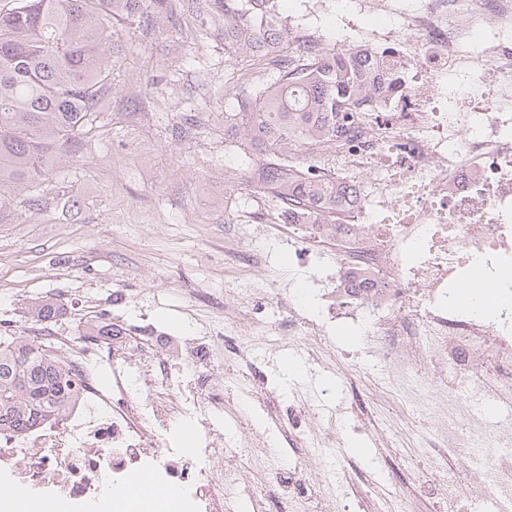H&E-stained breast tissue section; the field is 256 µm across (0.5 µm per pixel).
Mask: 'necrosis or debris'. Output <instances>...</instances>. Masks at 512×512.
Instances as JSON below:
<instances>
[{"label": "necrosis or debris", "mask_w": 512, "mask_h": 512, "mask_svg": "<svg viewBox=\"0 0 512 512\" xmlns=\"http://www.w3.org/2000/svg\"><path fill=\"white\" fill-rule=\"evenodd\" d=\"M351 53L375 62L383 94L336 117V145L304 170L356 194L326 224H304L270 200L252 197L267 235L314 268L306 291L283 289L268 252L241 224L224 226V262L244 265L257 289H238L236 308L201 336L149 319H118L111 343L45 342L65 348L77 390L61 416L24 434L0 432V478L39 492L50 512H132L135 482L149 476L153 512H167L175 491L181 512H324L306 477L322 447V418L307 404L273 415L304 456L287 479L258 464L225 433L219 392L200 380L225 348L238 384L252 378L248 345L258 336L302 337L309 357L330 355L325 336L340 320L367 322L379 373L400 410L385 419L370 407L371 428L405 431L416 448H433L432 478L451 512L497 498L512 506V427L471 415L482 395L512 404V305L495 324L461 313L450 301L475 261L488 274L512 263V0H349ZM186 364L174 371L171 359ZM111 361L109 375L99 365ZM195 426L192 447L179 427ZM254 464L251 480L241 471Z\"/></svg>", "instance_id": "4bbe7bcc"}]
</instances>
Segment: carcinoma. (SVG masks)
<instances>
[{"mask_svg":"<svg viewBox=\"0 0 512 512\" xmlns=\"http://www.w3.org/2000/svg\"><path fill=\"white\" fill-rule=\"evenodd\" d=\"M210 22L224 31V51L264 58L272 78L244 94L224 116V136L243 141L249 155L270 154L252 191L276 198L290 214L329 209L348 196L334 183L304 184L290 176L288 157L309 163L336 136V113L353 112L368 92L372 62L342 57L330 43L317 53L279 55L288 25L278 0H202ZM168 0H14L0 11V223L7 195L28 190L27 205H44L40 185L50 166L83 157L99 129L105 101L116 90L112 57L117 22L148 23ZM64 306L38 303L33 318L51 324ZM83 339H112V324L85 327ZM76 390L49 346L0 336V431H27L68 407Z\"/></svg>","mask_w":512,"mask_h":512,"instance_id":"cac0c4a2","label":"carcinoma"}]
</instances>
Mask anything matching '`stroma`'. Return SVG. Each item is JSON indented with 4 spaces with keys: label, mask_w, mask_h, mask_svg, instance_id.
<instances>
[{
    "label": "stroma",
    "mask_w": 512,
    "mask_h": 512,
    "mask_svg": "<svg viewBox=\"0 0 512 512\" xmlns=\"http://www.w3.org/2000/svg\"><path fill=\"white\" fill-rule=\"evenodd\" d=\"M187 0H168L166 12L143 28L120 26L123 47L113 60L117 87L99 119V134L78 162L50 172L43 184L45 208L28 209L18 190L0 224V324L16 327L33 318L32 304L51 299L64 305L54 324L59 336L112 314V293L125 290L148 304L157 323L175 331L209 326L223 316L224 178L244 173L241 146L224 149V115L237 98L255 92L268 71L252 75L251 64L224 54V37L202 29L186 11ZM79 199L74 211L56 202L60 192ZM252 360L266 375L275 397L253 406L247 391L224 397V426L246 424L258 443L276 449L271 470L297 458V449L264 410L292 402L318 403L334 417L323 456L310 476L337 503L350 494L349 478L383 491H410L416 512H448L443 491L419 485L411 468L392 454L390 435L364 430L355 406L380 403L374 387L350 390L342 374L309 361L297 347L279 351L257 345ZM302 363L303 377L288 376L287 362ZM369 448L368 458L352 445Z\"/></svg>",
    "instance_id": "obj_1"
}]
</instances>
